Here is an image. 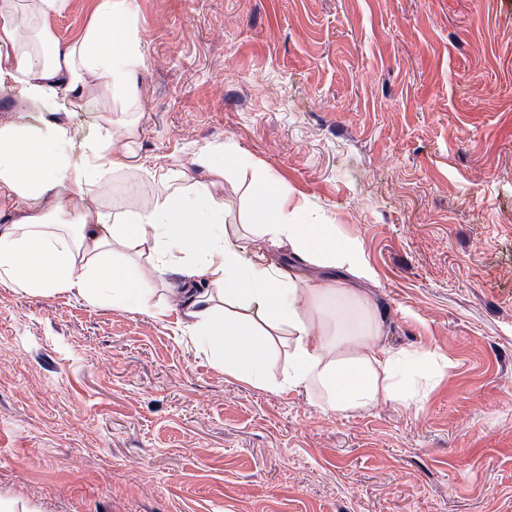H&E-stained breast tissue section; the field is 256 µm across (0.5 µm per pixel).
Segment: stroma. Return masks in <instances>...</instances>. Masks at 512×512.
Segmentation results:
<instances>
[{
  "instance_id": "obj_1",
  "label": "stroma",
  "mask_w": 512,
  "mask_h": 512,
  "mask_svg": "<svg viewBox=\"0 0 512 512\" xmlns=\"http://www.w3.org/2000/svg\"><path fill=\"white\" fill-rule=\"evenodd\" d=\"M136 155L97 203L153 200L223 145L224 227L284 272L355 289L378 347L433 353L424 402L323 409L225 373L179 335L184 273L153 308L0 282V498L15 512H512V0H137ZM0 97V126L62 124ZM355 240L371 281L250 233L259 173ZM169 307L165 317L153 309Z\"/></svg>"
}]
</instances>
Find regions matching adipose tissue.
<instances>
[{"instance_id":"1","label":"adipose tissue","mask_w":512,"mask_h":512,"mask_svg":"<svg viewBox=\"0 0 512 512\" xmlns=\"http://www.w3.org/2000/svg\"><path fill=\"white\" fill-rule=\"evenodd\" d=\"M68 0H0V94L47 110L66 109L95 88L112 99L134 97L145 65L136 0H94L84 34L63 44L48 25ZM112 110L98 115V139L90 151L74 146L68 129L0 127V280L25 293L74 291L86 300H109L130 310L151 306L153 290L139 256L156 274L170 268L198 269L206 287L188 283L176 295L193 318V345L222 363L225 372L250 385L269 386L268 343L288 339L290 388L316 387L331 411L358 410L379 399L408 400L399 368L431 365L432 354L404 356L375 345L376 316L359 299L351 304L361 320L344 315L314 326L308 302L326 313L339 288H304L265 257L251 258L224 232V205L209 180L224 174V149L199 151L193 160L203 179L180 184L159 176L152 205L115 212L89 210L83 201L106 177L128 167L133 148L114 152ZM54 196L56 210L39 208ZM259 204L249 229L273 242H288L308 265L373 278L357 243L337 236L332 224L306 223L301 205L272 174L253 188ZM28 202L20 220L6 218L15 202Z\"/></svg>"}]
</instances>
